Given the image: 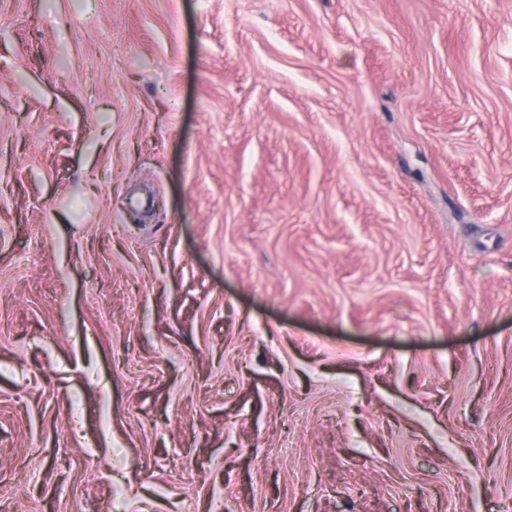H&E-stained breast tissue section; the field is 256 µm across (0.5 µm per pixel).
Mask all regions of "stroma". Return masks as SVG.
I'll list each match as a JSON object with an SVG mask.
<instances>
[{"mask_svg": "<svg viewBox=\"0 0 512 512\" xmlns=\"http://www.w3.org/2000/svg\"><path fill=\"white\" fill-rule=\"evenodd\" d=\"M0 512H512V0H0Z\"/></svg>", "mask_w": 512, "mask_h": 512, "instance_id": "1", "label": "stroma"}]
</instances>
